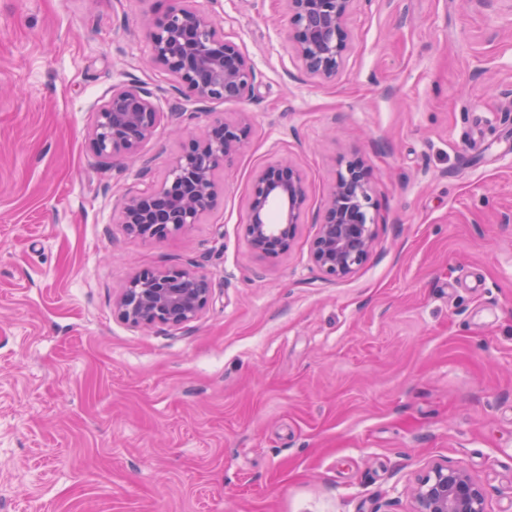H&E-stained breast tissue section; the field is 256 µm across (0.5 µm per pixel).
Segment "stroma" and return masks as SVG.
I'll return each instance as SVG.
<instances>
[{
  "label": "stroma",
  "mask_w": 512,
  "mask_h": 512,
  "mask_svg": "<svg viewBox=\"0 0 512 512\" xmlns=\"http://www.w3.org/2000/svg\"><path fill=\"white\" fill-rule=\"evenodd\" d=\"M259 73L241 101L184 102L150 65L167 0H0V512H410L434 461L512 512V0H354L322 82L285 0H192ZM164 111L134 158L89 131L113 86ZM250 134L198 224L129 236L128 192L214 118ZM290 160L308 206L289 249L244 235L258 172ZM359 159L376 241L351 276L310 259ZM198 261L184 328L112 301L139 270Z\"/></svg>",
  "instance_id": "1"
}]
</instances>
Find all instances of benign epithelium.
Segmentation results:
<instances>
[{
  "label": "benign epithelium",
  "instance_id": "benign-epithelium-1",
  "mask_svg": "<svg viewBox=\"0 0 512 512\" xmlns=\"http://www.w3.org/2000/svg\"><path fill=\"white\" fill-rule=\"evenodd\" d=\"M294 28L297 60L311 76L330 81L347 48L345 21L353 0H286ZM153 62L173 76L174 92L186 101L206 104L240 100L253 90L258 73L234 37L188 0H169L161 18L146 31ZM163 112L154 92L142 83L112 87L90 131L95 154L110 160L135 153L156 131ZM246 119L216 120L189 141L172 160L163 181L128 194L119 204V223L128 235L162 239L187 229L211 209L222 188L216 172L242 146ZM300 172L284 161L255 177L245 236L262 254L283 253L296 235L307 207ZM372 198L358 161L338 172L311 245L315 267L326 277L353 274L369 257L375 230L367 223ZM211 282L200 265L135 273L116 297L117 315L133 327H181L207 308ZM412 512H486L481 485L458 464H436L413 488Z\"/></svg>",
  "mask_w": 512,
  "mask_h": 512
}]
</instances>
